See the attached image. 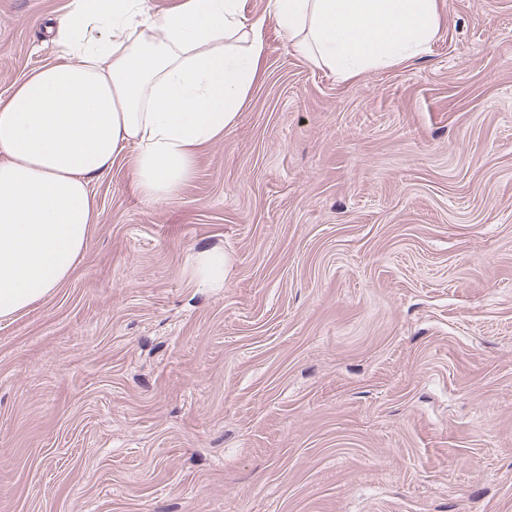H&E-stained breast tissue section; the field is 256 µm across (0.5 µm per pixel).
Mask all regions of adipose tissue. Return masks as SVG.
Here are the masks:
<instances>
[{
	"label": "adipose tissue",
	"mask_w": 512,
	"mask_h": 512,
	"mask_svg": "<svg viewBox=\"0 0 512 512\" xmlns=\"http://www.w3.org/2000/svg\"><path fill=\"white\" fill-rule=\"evenodd\" d=\"M238 0H70L57 62L0 100V319L72 274L97 217L92 183L127 156L150 202L192 179L198 151L236 120L264 51ZM294 53L349 80L420 56L437 0H272Z\"/></svg>",
	"instance_id": "ef3b65f1"
}]
</instances>
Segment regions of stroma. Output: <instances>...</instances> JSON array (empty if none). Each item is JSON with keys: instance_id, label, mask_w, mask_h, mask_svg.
<instances>
[{"instance_id": "35a3bbf8", "label": "stroma", "mask_w": 512, "mask_h": 512, "mask_svg": "<svg viewBox=\"0 0 512 512\" xmlns=\"http://www.w3.org/2000/svg\"><path fill=\"white\" fill-rule=\"evenodd\" d=\"M68 2L0 0V99ZM239 7L264 52L194 177L147 203L117 159L0 320V512H512V0L350 81ZM198 271L208 281H218L224 277V253H207L200 258Z\"/></svg>"}]
</instances>
